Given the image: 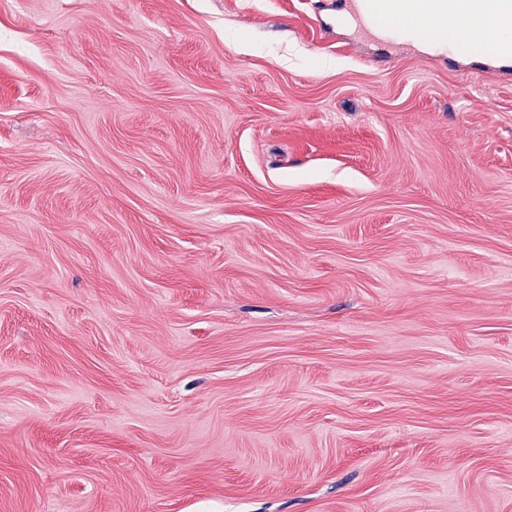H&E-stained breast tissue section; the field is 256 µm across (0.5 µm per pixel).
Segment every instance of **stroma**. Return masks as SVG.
I'll return each instance as SVG.
<instances>
[{
  "instance_id": "35a3bbf8",
  "label": "stroma",
  "mask_w": 512,
  "mask_h": 512,
  "mask_svg": "<svg viewBox=\"0 0 512 512\" xmlns=\"http://www.w3.org/2000/svg\"><path fill=\"white\" fill-rule=\"evenodd\" d=\"M312 0H0V512H512V78Z\"/></svg>"
}]
</instances>
